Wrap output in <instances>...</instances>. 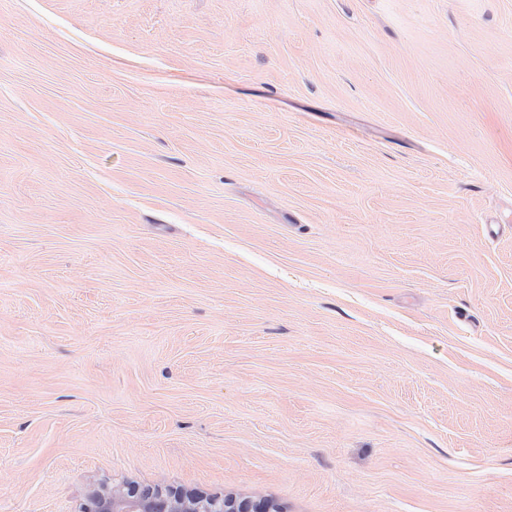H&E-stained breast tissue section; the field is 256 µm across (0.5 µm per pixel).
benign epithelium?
<instances>
[{
    "mask_svg": "<svg viewBox=\"0 0 512 512\" xmlns=\"http://www.w3.org/2000/svg\"><path fill=\"white\" fill-rule=\"evenodd\" d=\"M80 512H277L267 500L230 494L185 492L163 484H102L92 490Z\"/></svg>",
    "mask_w": 512,
    "mask_h": 512,
    "instance_id": "1",
    "label": "benign epithelium"
}]
</instances>
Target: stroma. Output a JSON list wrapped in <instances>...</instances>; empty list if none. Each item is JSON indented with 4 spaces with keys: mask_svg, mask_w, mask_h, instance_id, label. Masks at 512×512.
<instances>
[{
    "mask_svg": "<svg viewBox=\"0 0 512 512\" xmlns=\"http://www.w3.org/2000/svg\"><path fill=\"white\" fill-rule=\"evenodd\" d=\"M123 481L512 512V0H0V512Z\"/></svg>",
    "mask_w": 512,
    "mask_h": 512,
    "instance_id": "35a3bbf8",
    "label": "stroma"
}]
</instances>
